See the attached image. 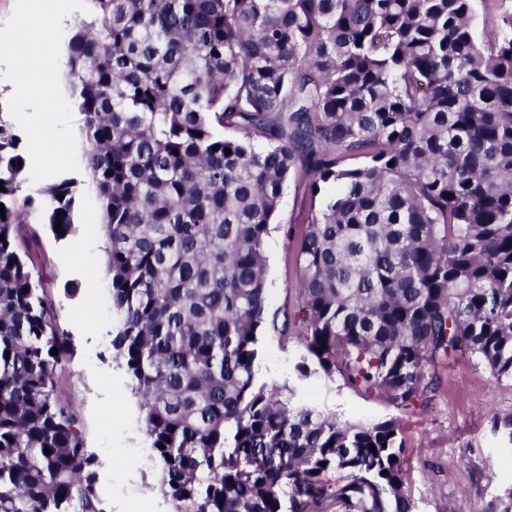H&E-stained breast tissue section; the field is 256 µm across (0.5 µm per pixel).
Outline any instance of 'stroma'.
Here are the masks:
<instances>
[{
    "instance_id": "35a3bbf8",
    "label": "stroma",
    "mask_w": 512,
    "mask_h": 512,
    "mask_svg": "<svg viewBox=\"0 0 512 512\" xmlns=\"http://www.w3.org/2000/svg\"><path fill=\"white\" fill-rule=\"evenodd\" d=\"M46 10L63 13V28L46 30L38 41L27 38L26 0H0V114L21 139L25 158L23 193H37L56 176L79 180L76 230L58 239L48 225L22 228L42 277L39 292L51 304L71 346L57 369L55 398L74 411L85 443L98 458L99 491L107 512H173L160 490L152 464L122 466L130 449L146 447L142 415L129 379L112 359L111 298L104 266L102 207L84 175L85 138L73 106L77 79L67 66V43L83 0H45ZM54 73L59 92L40 102L32 89ZM42 128L40 145L30 140ZM304 190L285 187L266 240L269 316L259 343L257 385H290L300 400L341 417L377 422L397 420L405 441L406 491L415 512H486L490 502L512 489V431L502 424L512 415V382L490 381L475 358L463 356L433 368L435 390L421 404L401 410L362 396L320 374L298 378L301 348L278 327L284 311L300 304L299 272L284 230L304 219Z\"/></svg>"
}]
</instances>
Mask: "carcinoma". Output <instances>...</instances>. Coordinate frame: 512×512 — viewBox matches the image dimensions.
<instances>
[{
  "instance_id": "1",
  "label": "carcinoma",
  "mask_w": 512,
  "mask_h": 512,
  "mask_svg": "<svg viewBox=\"0 0 512 512\" xmlns=\"http://www.w3.org/2000/svg\"><path fill=\"white\" fill-rule=\"evenodd\" d=\"M85 2L67 66L110 344L174 512H413L396 420L255 385L265 243L305 182L286 230L302 317L282 329L298 377L398 409L459 353L512 382V11L481 38L476 0ZM22 160L0 117V512H107L54 397L70 345L19 237L41 203L71 235L77 180L23 195Z\"/></svg>"
}]
</instances>
